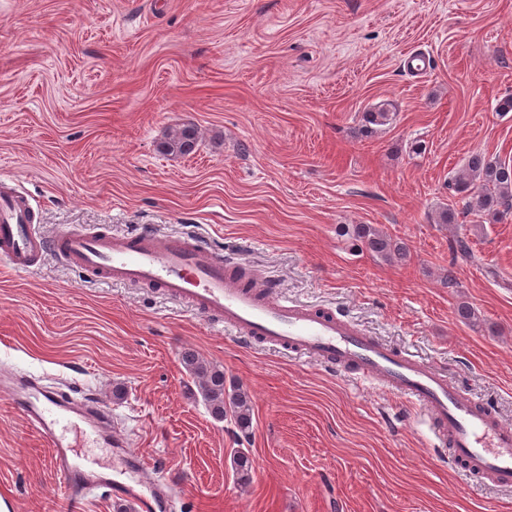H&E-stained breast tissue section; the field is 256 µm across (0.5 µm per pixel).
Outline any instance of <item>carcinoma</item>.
Segmentation results:
<instances>
[{"instance_id":"obj_1","label":"carcinoma","mask_w":512,"mask_h":512,"mask_svg":"<svg viewBox=\"0 0 512 512\" xmlns=\"http://www.w3.org/2000/svg\"><path fill=\"white\" fill-rule=\"evenodd\" d=\"M393 119L387 104L372 108L362 116V132H371V127L386 125ZM197 132L191 125L172 130L160 144V150L169 155L180 156L196 147ZM448 188L462 195L464 210L476 215H497L500 209L512 208V166L493 161L476 152L469 156L464 168L448 183ZM353 236L367 251L386 260H404L406 249L402 243L375 228L371 224L353 226ZM186 368L199 381L204 400L212 416L222 421L230 415L244 435L249 437L251 427V405L248 394L238 390L229 395L224 389V371L206 364L194 353L182 355Z\"/></svg>"}]
</instances>
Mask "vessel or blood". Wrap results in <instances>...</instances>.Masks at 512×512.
<instances>
[{
  "label": "vessel or blood",
  "instance_id": "vessel-or-blood-1",
  "mask_svg": "<svg viewBox=\"0 0 512 512\" xmlns=\"http://www.w3.org/2000/svg\"><path fill=\"white\" fill-rule=\"evenodd\" d=\"M56 254L84 277L158 288L197 312L217 318L247 342L258 341L310 360L354 370L385 391L426 412L447 441L456 467L468 478L512 488V426L484 401L462 392L438 368L395 351L334 313L276 297L274 289L238 280L222 257L189 235L153 230L115 235L104 231L45 233L34 223L27 195L0 186V264L16 273L38 268ZM12 401L49 450L50 465L70 507L98 492L134 512H172L175 490L162 472H149L142 456L127 452L112 431L107 406L37 381L0 374ZM81 427L92 442L115 449L119 467L100 471L73 451L60 423Z\"/></svg>",
  "mask_w": 512,
  "mask_h": 512
}]
</instances>
